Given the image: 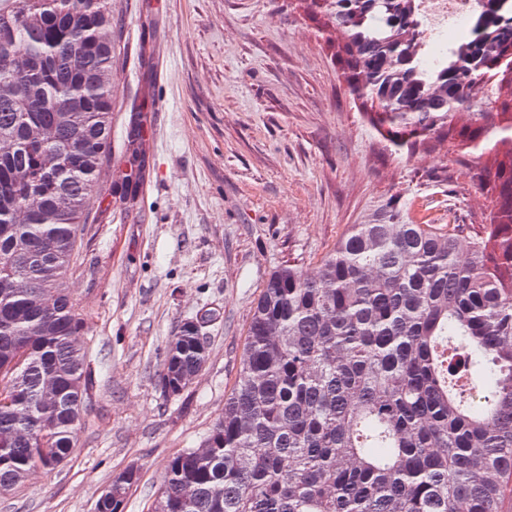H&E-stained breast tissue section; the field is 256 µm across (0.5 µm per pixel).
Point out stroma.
<instances>
[{"label": "stroma", "instance_id": "stroma-1", "mask_svg": "<svg viewBox=\"0 0 512 512\" xmlns=\"http://www.w3.org/2000/svg\"><path fill=\"white\" fill-rule=\"evenodd\" d=\"M112 140L71 293L89 315L95 410L70 457L0 497V512H95L129 466L125 512H150L173 456L224 411L255 302L282 265L314 271L355 224L489 223L473 175L494 154L399 150L349 94L313 0H112ZM146 119L133 203L127 133ZM209 358L180 395L159 376L178 325Z\"/></svg>", "mask_w": 512, "mask_h": 512}]
</instances>
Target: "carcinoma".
<instances>
[{"label":"carcinoma","mask_w":512,"mask_h":512,"mask_svg":"<svg viewBox=\"0 0 512 512\" xmlns=\"http://www.w3.org/2000/svg\"><path fill=\"white\" fill-rule=\"evenodd\" d=\"M349 93L397 147L495 152L491 223L354 224L313 274L270 275L224 414L174 456L162 512H512V0L481 5L425 63L418 0L325 6ZM390 95L382 100L378 90ZM112 0L0 7V495L68 459L93 406L72 298L82 225L111 154ZM64 156L52 169L45 159ZM27 353L12 369L19 352ZM208 345L178 327L159 385ZM490 382H460L459 358ZM138 470L96 512H123Z\"/></svg>","instance_id":"1"}]
</instances>
